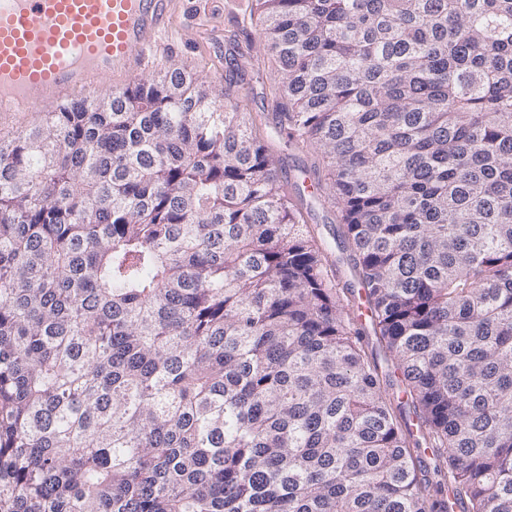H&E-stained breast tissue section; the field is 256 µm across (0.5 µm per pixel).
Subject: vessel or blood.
Listing matches in <instances>:
<instances>
[{"label": "vessel or blood", "mask_w": 512, "mask_h": 512, "mask_svg": "<svg viewBox=\"0 0 512 512\" xmlns=\"http://www.w3.org/2000/svg\"><path fill=\"white\" fill-rule=\"evenodd\" d=\"M173 0H0V113L43 114L147 65Z\"/></svg>", "instance_id": "obj_1"}]
</instances>
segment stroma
I'll return each mask as SVG.
<instances>
[{"label": "stroma", "instance_id": "stroma-1", "mask_svg": "<svg viewBox=\"0 0 512 512\" xmlns=\"http://www.w3.org/2000/svg\"><path fill=\"white\" fill-rule=\"evenodd\" d=\"M251 0H175L166 41L177 43L176 52L159 49L157 60L137 74L138 79H153L161 66H175L190 76L211 81L224 89L225 61L244 57L236 78L238 98L247 111L261 115L267 127H275L276 90L272 76L277 69L268 54L254 20ZM271 149L279 175L297 205L305 214L327 260L330 278L336 288L357 285V271L344 244L343 226L338 212L323 198L311 195L303 182L313 179L315 162L305 148L287 139L273 138Z\"/></svg>", "mask_w": 512, "mask_h": 512}]
</instances>
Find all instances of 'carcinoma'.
Listing matches in <instances>:
<instances>
[{
    "mask_svg": "<svg viewBox=\"0 0 512 512\" xmlns=\"http://www.w3.org/2000/svg\"><path fill=\"white\" fill-rule=\"evenodd\" d=\"M250 15L401 396L256 118L167 67L0 144V512H512V0ZM362 327L365 328L363 334V343L365 351L367 352L370 358H373L375 360L376 364L378 365L379 374L383 376V379L386 376L387 380H394V386L392 387V389H390V392L398 391V384L395 378L393 377V368L391 366V362H387L384 352L382 350V346L380 345L377 336L374 335V332L370 327V323L368 321H363ZM388 374L390 378H388Z\"/></svg>",
    "mask_w": 512,
    "mask_h": 512,
    "instance_id": "obj_1",
    "label": "carcinoma"
}]
</instances>
